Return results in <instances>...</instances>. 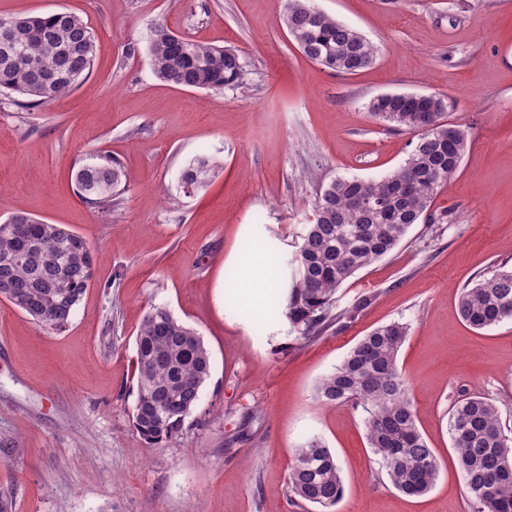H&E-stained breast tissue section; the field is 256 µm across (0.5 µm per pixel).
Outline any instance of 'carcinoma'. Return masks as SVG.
<instances>
[{"label":"carcinoma","mask_w":512,"mask_h":512,"mask_svg":"<svg viewBox=\"0 0 512 512\" xmlns=\"http://www.w3.org/2000/svg\"><path fill=\"white\" fill-rule=\"evenodd\" d=\"M14 25L15 38L0 41V94H18L20 108L45 104L76 88L89 74L96 44L90 27L69 12L0 17ZM282 22L311 61L337 74L372 66L377 48L356 29L323 12L309 0H286ZM155 76L185 88L224 89L243 84L240 55L231 48L198 42L162 27L150 44ZM371 114L416 135L412 152L394 172L379 180L338 177L313 203L319 215L309 225L294 259L286 316L308 342L362 310L371 297H358L336 310V293L358 270L390 253L409 227L430 209L438 191L457 173L468 132L448 138V97L392 93L370 105ZM428 112L435 127L419 129ZM222 163L198 156L181 174V188L207 186ZM74 183L82 199L102 210L125 191L127 178L119 162L103 158L76 169ZM386 207L360 208L356 197H384ZM29 225L20 239L14 225ZM93 277L87 243L62 224L17 213L0 224V283L13 287L10 303L34 322L61 330ZM459 311L471 327L485 329L512 320V267L501 265L463 289ZM408 325L392 322L364 336L335 370L316 386L319 399L352 404L365 412L368 447L393 486L421 496L435 485L439 461L417 426L408 382L398 354ZM137 399L132 419L140 437L157 445L181 433L197 405L196 395L209 379L211 356L202 338L164 307L145 315L136 336ZM448 433L455 449L473 512H512V434L493 402L467 392L448 413ZM344 480L335 453L311 437L294 449L286 493L294 503L329 512L341 499Z\"/></svg>","instance_id":"cac0c4a2"}]
</instances>
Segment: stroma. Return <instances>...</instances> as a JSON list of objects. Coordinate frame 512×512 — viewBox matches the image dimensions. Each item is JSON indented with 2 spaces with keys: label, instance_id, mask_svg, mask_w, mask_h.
Returning <instances> with one entry per match:
<instances>
[{
  "label": "stroma",
  "instance_id": "1",
  "mask_svg": "<svg viewBox=\"0 0 512 512\" xmlns=\"http://www.w3.org/2000/svg\"><path fill=\"white\" fill-rule=\"evenodd\" d=\"M375 43V64L339 75L310 61L281 21L285 0H0V15L66 11L92 29L96 56L75 90L34 109L0 96V222L27 212L65 225L93 256L66 328L0 299V512H300L285 488L293 450L318 436L345 480L335 512H472L448 412L478 391L512 428V321L478 330L461 291L512 266V5L505 0H312ZM232 47L238 89L156 78V27ZM388 93L447 96L469 146L455 177L399 245L349 278L338 309L374 300L317 339L297 341L284 310L236 298L238 252L272 254L286 300L312 203L338 177L377 179L414 134L377 121ZM119 160L127 189L100 212L73 170ZM223 160L199 192L180 176ZM154 306L193 328L211 375L182 435L150 446L132 422L136 335ZM409 332L399 367L417 424L441 461L426 495L397 491L367 445L362 409L318 399L317 382L374 328Z\"/></svg>",
  "mask_w": 512,
  "mask_h": 512
}]
</instances>
